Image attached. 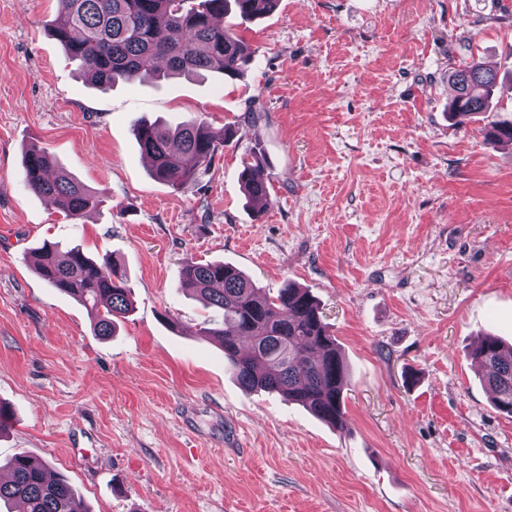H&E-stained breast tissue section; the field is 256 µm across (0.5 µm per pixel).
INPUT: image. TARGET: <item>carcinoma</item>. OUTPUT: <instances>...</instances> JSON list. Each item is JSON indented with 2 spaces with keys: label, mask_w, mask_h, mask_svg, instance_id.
<instances>
[{
  "label": "carcinoma",
  "mask_w": 512,
  "mask_h": 512,
  "mask_svg": "<svg viewBox=\"0 0 512 512\" xmlns=\"http://www.w3.org/2000/svg\"><path fill=\"white\" fill-rule=\"evenodd\" d=\"M279 0H58L51 28L67 58L78 63L91 82L110 87L119 78L156 81L169 75L216 73L241 77L252 61L244 38L224 26L234 13L240 23L276 10ZM455 90L449 110L466 118L485 112L497 87V72L478 61L448 74ZM152 172L178 189L196 186L224 146L204 121L172 128L141 119L134 128ZM486 137L512 142V119L495 121ZM262 156L253 154L239 172L249 202L272 203L266 182L255 176ZM53 157L29 149L24 181L34 193L50 197L65 217L78 220L102 203V196L60 172L49 177ZM32 267L50 287L75 298L93 319L99 336L112 335L116 322L132 310L124 269L99 263L78 247L60 257L57 244L45 242L31 252ZM180 284L196 294L215 315L202 333L219 340L224 358L241 387L277 393L304 406L339 430L347 427L346 362L307 289L288 285L270 296L233 265L220 261L182 263ZM470 356L483 372L493 407L512 416V344L483 336ZM10 477L0 480V503L17 501L26 512H85L74 486L47 475V465L28 453H16Z\"/></svg>",
  "instance_id": "obj_1"
}]
</instances>
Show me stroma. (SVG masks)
I'll list each match as a JSON object with an SVG mask.
<instances>
[{
  "mask_svg": "<svg viewBox=\"0 0 512 512\" xmlns=\"http://www.w3.org/2000/svg\"><path fill=\"white\" fill-rule=\"evenodd\" d=\"M0 0V464L24 451L90 512H512V418L469 352L512 343V0H280L233 82L94 86L50 26ZM500 74L493 111L448 116V73ZM257 112L245 123L247 112ZM239 133L202 183L155 179L140 118ZM36 147L104 198L80 221L23 181ZM260 153L274 203L238 180ZM49 241L121 264L134 309L109 337L32 269ZM310 289L346 360L349 426L242 389L184 258Z\"/></svg>",
  "mask_w": 512,
  "mask_h": 512,
  "instance_id": "stroma-1",
  "label": "stroma"
}]
</instances>
